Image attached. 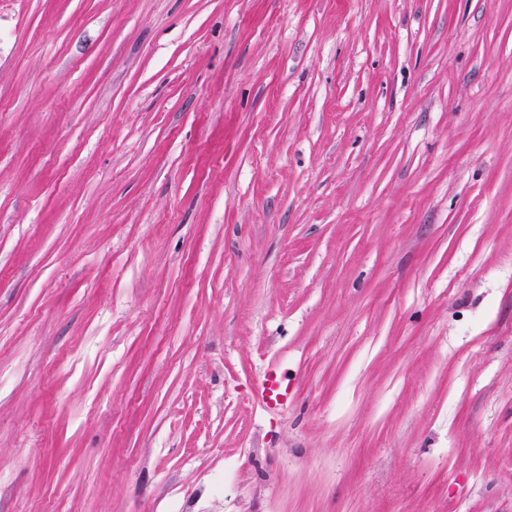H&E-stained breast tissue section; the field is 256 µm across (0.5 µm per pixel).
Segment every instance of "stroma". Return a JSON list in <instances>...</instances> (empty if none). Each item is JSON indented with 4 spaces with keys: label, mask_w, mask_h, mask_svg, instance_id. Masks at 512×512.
<instances>
[{
    "label": "stroma",
    "mask_w": 512,
    "mask_h": 512,
    "mask_svg": "<svg viewBox=\"0 0 512 512\" xmlns=\"http://www.w3.org/2000/svg\"><path fill=\"white\" fill-rule=\"evenodd\" d=\"M0 512H512V0H0ZM279 375V380H277ZM291 396L288 376L277 368H271L258 387V399L263 405L286 404Z\"/></svg>",
    "instance_id": "obj_1"
}]
</instances>
